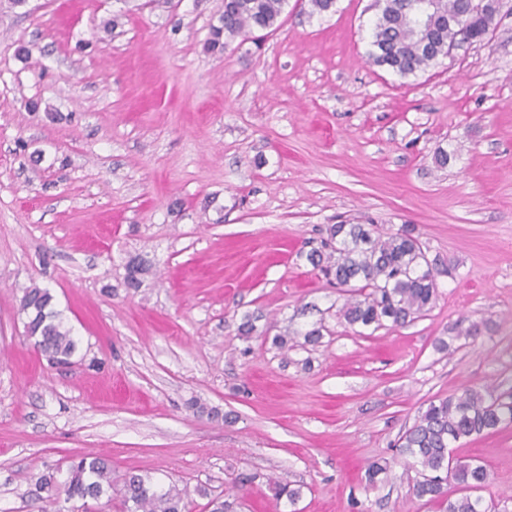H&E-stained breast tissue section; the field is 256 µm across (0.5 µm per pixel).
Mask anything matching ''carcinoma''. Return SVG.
Instances as JSON below:
<instances>
[{
    "instance_id": "1",
    "label": "carcinoma",
    "mask_w": 512,
    "mask_h": 512,
    "mask_svg": "<svg viewBox=\"0 0 512 512\" xmlns=\"http://www.w3.org/2000/svg\"><path fill=\"white\" fill-rule=\"evenodd\" d=\"M287 0H224V14L211 27L208 50L222 53L230 42L256 31L277 29ZM380 12L371 30L370 58L374 64L402 77L415 76L448 57L461 43H476L492 33L503 11L512 13V0H436L424 13L421 0H380ZM415 228L401 225L384 236L374 235L371 224H331L321 247L307 259L327 281L351 292L340 310L350 325L379 328L389 322L405 326L421 317L435 302L438 284ZM149 272L140 262L127 266L126 283L141 284ZM49 289L36 285L23 289L21 311L26 314V335L37 352L53 365H66L77 351V342L52 310ZM512 418V390L495 404L487 387L467 388L461 395L431 401L413 424L399 436L396 447L414 458L418 477L411 494L437 504L443 512H492L477 495L488 480L486 467L463 463L452 455V445L462 439L496 430ZM268 489L277 500L291 505L301 489L270 478ZM115 491L112 507L117 512H186L187 493L167 487L148 474L130 471L112 478L104 456H83L68 462L66 470L41 475L30 496L42 503L40 512H60L59 504H71L70 512H94L95 504ZM210 512H237V498L219 493L210 496Z\"/></svg>"
}]
</instances>
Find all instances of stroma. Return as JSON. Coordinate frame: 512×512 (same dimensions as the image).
<instances>
[{"label":"stroma","mask_w":512,"mask_h":512,"mask_svg":"<svg viewBox=\"0 0 512 512\" xmlns=\"http://www.w3.org/2000/svg\"><path fill=\"white\" fill-rule=\"evenodd\" d=\"M223 11L0 0V512H33V477L88 453L186 490L190 512H209L201 486L241 512H439L410 494L399 436L429 401L512 387V14L404 78L368 59L376 0H288L275 31L214 54ZM367 217L415 225L434 265L439 296L406 326L346 324L307 259ZM33 284L79 341L67 367L25 336ZM453 453L512 512V427Z\"/></svg>","instance_id":"1"}]
</instances>
